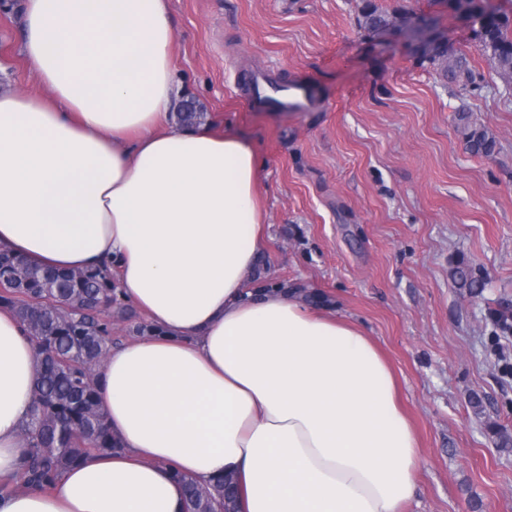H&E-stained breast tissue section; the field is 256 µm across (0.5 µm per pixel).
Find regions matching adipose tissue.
<instances>
[{"mask_svg": "<svg viewBox=\"0 0 512 512\" xmlns=\"http://www.w3.org/2000/svg\"><path fill=\"white\" fill-rule=\"evenodd\" d=\"M46 95L0 90V249L110 266L156 328L98 369L118 452L53 492L15 486L36 374L0 307V512H186L180 476L235 477L239 512H402L418 441L372 340L290 293L250 291L266 246L248 142L171 126L168 0H27Z\"/></svg>", "mask_w": 512, "mask_h": 512, "instance_id": "adipose-tissue-1", "label": "adipose tissue"}]
</instances>
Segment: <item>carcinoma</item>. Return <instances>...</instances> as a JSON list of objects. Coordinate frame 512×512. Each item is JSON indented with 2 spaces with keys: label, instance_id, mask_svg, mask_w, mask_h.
Returning <instances> with one entry per match:
<instances>
[{
  "label": "carcinoma",
  "instance_id": "carcinoma-1",
  "mask_svg": "<svg viewBox=\"0 0 512 512\" xmlns=\"http://www.w3.org/2000/svg\"><path fill=\"white\" fill-rule=\"evenodd\" d=\"M458 18L467 20L476 47L487 57L504 85H512V0H436ZM437 15L412 9L392 11L363 0L357 24L365 36L382 38L393 33L424 41ZM445 80L467 88L475 73L467 54L448 43L434 47L421 61ZM456 120L473 155L495 153L497 140L484 126L470 121L466 110ZM0 279L11 289L0 293V306L16 314L35 349L37 376L29 421L25 426L27 454L16 487L51 490L59 478L86 457L120 449L99 402L97 370L114 343L112 311L129 321V332L147 336L145 320L134 321L112 272L102 268L65 272L42 268L25 258L0 252ZM454 286L476 295L484 287L471 266L460 262L453 269ZM187 512H237L233 478L218 476L207 483L182 478Z\"/></svg>",
  "mask_w": 512,
  "mask_h": 512
}]
</instances>
